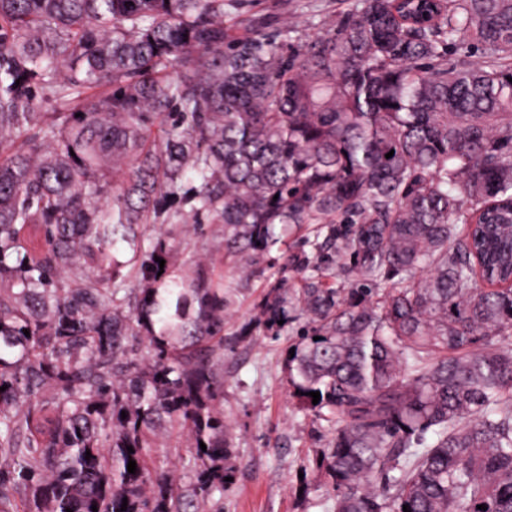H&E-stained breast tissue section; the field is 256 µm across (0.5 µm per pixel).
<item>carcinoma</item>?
<instances>
[{"label": "carcinoma", "mask_w": 512, "mask_h": 512, "mask_svg": "<svg viewBox=\"0 0 512 512\" xmlns=\"http://www.w3.org/2000/svg\"><path fill=\"white\" fill-rule=\"evenodd\" d=\"M240 2L0 0V512L224 494L230 290L163 233L205 217L251 276L306 224L354 275L292 252L300 286L261 303L308 321L288 390L330 435L308 468L333 512H512V0H358L311 36L239 14L234 37ZM175 424L185 486L151 467Z\"/></svg>", "instance_id": "obj_1"}]
</instances>
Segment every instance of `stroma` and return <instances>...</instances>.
I'll return each instance as SVG.
<instances>
[{
    "label": "stroma",
    "instance_id": "1",
    "mask_svg": "<svg viewBox=\"0 0 512 512\" xmlns=\"http://www.w3.org/2000/svg\"><path fill=\"white\" fill-rule=\"evenodd\" d=\"M355 0H252L249 10L267 20L269 29L295 20L307 27L311 15L337 19ZM168 241L178 264L191 268L198 256L210 259L211 276L230 281L233 259L224 256V227L220 224H168ZM271 267L246 287L236 289L227 309L225 334L259 320V304L276 282L297 285L298 275L284 269V248L274 246ZM300 327L258 328L252 339L225 349L216 365V380L224 389V421L235 470L224 488L223 512H328L331 490L319 479L300 492L299 474L313 449L323 447L305 413L287 391L286 352Z\"/></svg>",
    "mask_w": 512,
    "mask_h": 512
}]
</instances>
